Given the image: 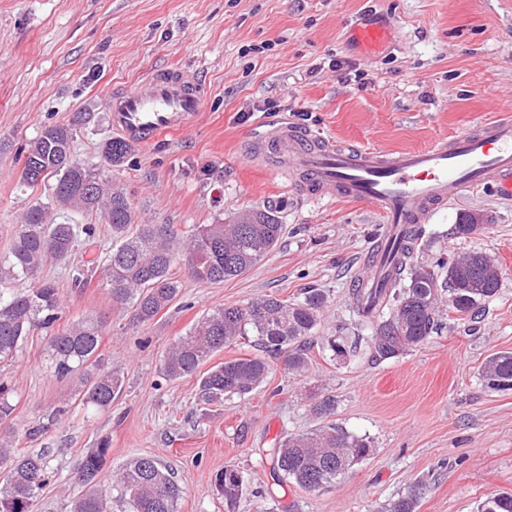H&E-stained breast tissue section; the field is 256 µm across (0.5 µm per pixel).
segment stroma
Segmentation results:
<instances>
[{
	"label": "stroma",
	"instance_id": "35a3bbf8",
	"mask_svg": "<svg viewBox=\"0 0 512 512\" xmlns=\"http://www.w3.org/2000/svg\"><path fill=\"white\" fill-rule=\"evenodd\" d=\"M381 12L399 29L383 54L355 53L351 28ZM201 77L205 108L192 128L132 146L112 182L126 193L139 224L186 231L288 196L274 250L246 273L219 283L194 281L184 266L174 304L151 322L111 307L101 283L73 286L77 271L112 248L97 213L66 210L67 224H94V240L44 267L55 283L63 322L104 316L103 368L119 369L123 390L112 405L83 404L71 381L56 378L44 336L33 334L0 377L15 386L18 450H44L52 478L32 512H71L83 489L72 476L85 454L108 441L102 482L115 484L139 456L160 459L182 489L176 512H225L212 477L242 471L235 512H380L416 482L426 489L418 512H476L494 490L512 494V390L488 388L487 358L512 351V197L484 190L452 199L426 226L419 259L483 252L502 271L498 295L481 322L443 316L423 346L372 362L358 323L353 272L382 231L362 204L316 201L279 171L248 159L254 130L290 120L298 127L371 150L424 146L512 106V0H0V256L33 203L52 205V182L28 187L18 153L49 125L87 121L72 143L76 160L101 165L115 133L106 97L137 86L158 68ZM465 214L484 228L453 235ZM317 288L328 297L311 338L304 373L281 360L248 399L208 408L195 401L196 380L161 378L166 349L207 311L261 295L296 298ZM344 334L354 355L332 360L327 339ZM336 398L331 421L365 439L368 456L339 481L308 492L275 484L269 450L286 435L318 425L310 393ZM45 430L37 437L27 431Z\"/></svg>",
	"mask_w": 512,
	"mask_h": 512
}]
</instances>
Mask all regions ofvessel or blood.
<instances>
[{
	"mask_svg": "<svg viewBox=\"0 0 512 512\" xmlns=\"http://www.w3.org/2000/svg\"><path fill=\"white\" fill-rule=\"evenodd\" d=\"M396 36V27L370 16L353 29L351 43L361 54L375 57ZM204 107L201 82L193 71L158 70L137 87L107 95L113 131L140 145L187 130ZM251 157L276 160L280 171L303 184L313 198L365 204L389 225L388 235L357 275L361 287L381 288L386 260L395 246L453 198L486 186L512 197V112L503 111L426 146L390 153L339 142L283 121L255 132Z\"/></svg>",
	"mask_w": 512,
	"mask_h": 512,
	"instance_id": "obj_1",
	"label": "vessel or blood"
}]
</instances>
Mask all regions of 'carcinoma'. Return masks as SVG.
I'll list each match as a JSON object with an SVG mask.
<instances>
[{"label": "carcinoma", "mask_w": 512, "mask_h": 512, "mask_svg": "<svg viewBox=\"0 0 512 512\" xmlns=\"http://www.w3.org/2000/svg\"><path fill=\"white\" fill-rule=\"evenodd\" d=\"M84 121L77 113L68 125L44 127L21 151L20 179L35 187L54 179L55 209L40 203L22 216L9 255L0 260V362L13 357L28 336L49 337L54 372L71 380L81 401L105 409L121 392L123 379L117 369L99 368V348L105 330L102 319H82L59 324L61 303L55 286L40 278L50 261L68 258L78 235L95 238L97 226L60 223L53 211L67 209L97 212L112 231V250L100 267V282L111 306L133 309L140 324L153 320L181 292L174 266H185L197 282L207 284L237 277L255 266L279 242L284 225L276 210L265 206L245 211L226 221L199 224L179 235L171 224H140L130 232L135 214L123 192L112 188V168L124 162L130 145L110 140L102 146L103 164L92 170L77 162L71 146L76 126ZM43 173L38 181L27 175L30 166ZM415 247L402 250L389 288H355L353 298L361 325L370 330L368 351L375 362L396 358L410 348L424 345L440 326L439 303L448 292V309L472 321L480 318L486 303L497 296L501 275L497 265L482 252H471L452 261L415 263ZM327 297L308 288L297 300L273 295L256 298L244 306H224L203 315L186 335L163 355L160 372L166 380L200 373L197 400L202 405H222L230 398L243 399L260 387L270 372L269 359L283 357L295 372L305 370L309 359L307 339L322 322ZM254 337L261 354L220 362L201 373L199 369L239 337ZM332 357L343 360L355 346L332 336ZM487 385L512 389V352L491 356L483 368ZM313 415L325 424L291 435L272 449L273 471L282 481L315 491L348 473L355 461L367 456L369 443L327 423L335 414L332 395H315ZM14 386L0 378V512H31L39 492L48 483L44 454L14 451ZM108 444L89 451L73 476L87 491L74 501L73 512H108L107 491L100 488ZM213 485L233 512L243 494L241 471L226 466ZM118 488L130 512H176L181 488L160 460L141 456L131 460L118 478ZM423 485L383 506L384 512H417ZM479 512H512V495L490 494Z\"/></svg>", "instance_id": "1"}]
</instances>
